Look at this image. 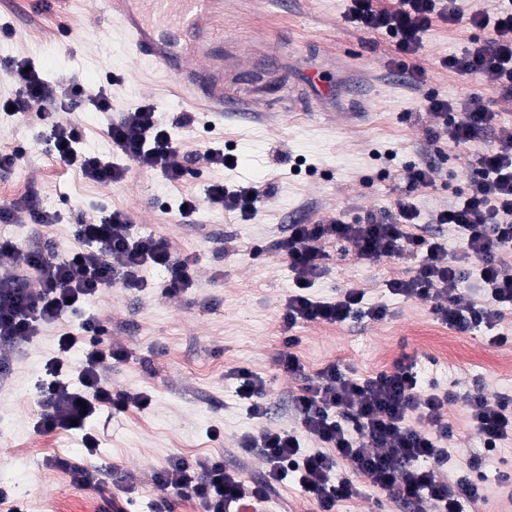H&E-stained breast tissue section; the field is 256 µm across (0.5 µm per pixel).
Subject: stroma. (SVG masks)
<instances>
[{"label":"stroma","mask_w":512,"mask_h":512,"mask_svg":"<svg viewBox=\"0 0 512 512\" xmlns=\"http://www.w3.org/2000/svg\"><path fill=\"white\" fill-rule=\"evenodd\" d=\"M348 5V0H288L283 8L278 0H227V9L244 26L264 28L280 53L272 68L237 76L240 84H265L271 112L240 121L194 111L172 78L142 71L117 40L112 20L94 13L87 0H0V66L26 59L51 85L75 78L108 87L111 114L82 105L57 115L62 123L82 127L87 152L111 154V121L140 105L153 104L165 122L182 112L196 114L192 127L172 132L190 156L182 181L134 168L126 180L105 186L79 168L57 164L38 105H31L24 120L0 113V153H20L15 169L0 172V200L20 203L32 196L58 215L53 224L33 223L27 215L0 222V238L40 247L61 260L84 247L76 235L80 216L118 209L129 216L133 237L160 238L176 258L187 260L193 281L188 290L169 296L162 292L169 271L143 268L139 288L112 284L77 311L40 325L30 342L0 352L7 367L0 376V488L11 493L0 501V512H9L17 501L27 512H103L96 485L113 471L131 491L128 512H163L155 475L176 455L220 457L246 481L258 480L265 461L260 451L242 450V439L265 428L299 429L295 398L305 378L332 363L364 378L414 359L424 387L450 388L456 395L447 408L454 461L473 453L489 459L480 512H506L499 478L512 474V440L487 451L467 424L466 398L478 388L491 400L512 397V380L499 379L493 366L496 356L512 355V309L493 330L450 329L431 302L404 298L386 286L390 278L412 275L416 260L373 264L354 251L340 255L331 244L325 272L310 294L333 301L345 289L358 288L364 293L362 311L342 324L297 323L294 352L304 376L288 374L276 362L284 348L283 313L293 283L288 259L274 244L287 234L288 219L338 214L354 223L366 212L393 209L404 195L429 235L448 249L457 246L456 233L431 224L429 217L464 195L469 177L464 158L474 149L449 147L442 132L430 136L432 121L421 103L428 97L459 100L478 88L479 79L449 73L440 62L483 33L453 32L434 23L420 51L406 59L425 71L424 83L415 88L391 75L394 40L349 22ZM211 144L226 146L238 160L236 168L207 162L203 153ZM427 163L437 170L434 185L409 191L406 174ZM215 182L264 189L255 217L245 221L210 205L206 190ZM184 198L197 202L196 213L186 220L177 211ZM376 305L386 307L385 319L367 316ZM87 318L107 325L109 340L127 352L108 378L112 389L151 398L142 411L101 409L88 426L99 442L92 451L80 433L36 429L48 363L56 359L74 371L82 361L80 348L59 351L58 338L79 332ZM494 331L510 336V343L489 345ZM240 367L267 383L270 411L263 419L247 415L234 395L230 374ZM57 457L87 468L94 484L73 485L65 470L53 466ZM355 484L357 495L339 501L335 512H413L363 479ZM263 507L321 512L317 500L291 481L278 485Z\"/></svg>","instance_id":"obj_1"}]
</instances>
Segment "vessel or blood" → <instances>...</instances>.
Masks as SVG:
<instances>
[{
  "instance_id": "b4317fda",
  "label": "vessel or blood",
  "mask_w": 512,
  "mask_h": 512,
  "mask_svg": "<svg viewBox=\"0 0 512 512\" xmlns=\"http://www.w3.org/2000/svg\"><path fill=\"white\" fill-rule=\"evenodd\" d=\"M224 0H99L98 12L118 19L127 46L141 61L172 76L211 112L245 114L240 97L224 93V63L249 56L255 32L228 31Z\"/></svg>"
}]
</instances>
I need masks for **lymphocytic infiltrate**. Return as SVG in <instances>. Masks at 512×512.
Wrapping results in <instances>:
<instances>
[{
    "instance_id": "lymphocytic-infiltrate-1",
    "label": "lymphocytic infiltrate",
    "mask_w": 512,
    "mask_h": 512,
    "mask_svg": "<svg viewBox=\"0 0 512 512\" xmlns=\"http://www.w3.org/2000/svg\"><path fill=\"white\" fill-rule=\"evenodd\" d=\"M348 19L369 32H383L394 39L399 56L392 69L412 86H419L425 72L410 67L405 57L416 55L422 36L433 22L449 27L466 25L485 30L486 38L473 42L461 54L445 57L442 68L457 75L475 76L489 82L499 95L512 98V0H496L493 10L465 11L461 0H396L393 7L379 0H349ZM8 78L19 94L0 100V112H25L29 102L43 103V119L51 123L53 155L62 166H79L89 179L109 185L124 180L128 164L157 171L169 182L180 181L186 157L174 143L171 131L156 117L154 105L145 104L126 113L109 127L113 150L127 158V165L90 155L81 150V128L54 122L53 115L77 103L96 111L112 109L105 87L88 88L72 82L58 89L29 70L26 61L10 62ZM426 110L436 126L448 135L452 147L477 146L468 160L473 173L468 191L452 204L434 211L431 223L463 231L456 253H449L439 239L425 238L417 221L416 208L403 199L395 210L382 216L367 213L350 224L340 216L292 224L275 248L284 253L294 274L295 287L283 316L285 351L278 362L288 372L303 375L304 369L293 348L297 337L290 331L298 322L337 323L354 315L363 299L360 289L351 288L332 302L312 300L307 290L324 270L326 244L340 250L357 249L365 259L418 258L413 276L394 277L387 283L394 294L408 299L434 301V311L449 327L469 329L479 325L494 328L505 310L512 308V124L503 122L481 91L462 100L430 99ZM211 204L239 211L249 220L257 212L261 196L254 185L229 189L215 183L207 188ZM130 220L120 210L101 218L82 219L77 235L87 244L65 259L53 261L36 248H22L0 239V346L10 348L37 333L39 324L55 321L62 313L110 287L117 269L125 271V285L139 287V270L147 265L165 268L170 279L166 294L191 287L186 261L176 260L165 241L154 237L132 238ZM475 270L485 288L481 305L464 303L460 285L468 270ZM37 274L38 288L24 284L20 273ZM85 345L78 384L61 376L62 365H48L50 382L44 388V412L37 429L50 433L70 429L72 423L86 425L89 416L108 405L113 411L143 409L150 398L142 392H115L107 384L112 363L124 361V349L106 345L107 329L100 322L82 323ZM449 392L423 389L415 364L399 366L358 380L346 376L334 364L307 380L295 399L301 429H265L246 436L242 445L260 449L267 470L260 480L246 483L240 470L225 466L220 459L169 460L155 477L165 508L182 501H196L204 512H225L226 502L248 493L268 498L276 485L295 475L300 488L314 496L322 512H333L337 502L352 497L349 479L336 475L337 463H345L353 474L373 487L395 491L399 498L415 503L417 512H464L465 507L484 501L479 483L471 473L481 471L483 457L467 462L468 472L455 482L439 479L451 455L447 443L453 427L445 409ZM422 422L415 429L411 419ZM468 419L482 436L485 447L496 448L512 438V402L490 403L483 393L468 402ZM316 437L322 450L303 448L301 434Z\"/></svg>"
}]
</instances>
